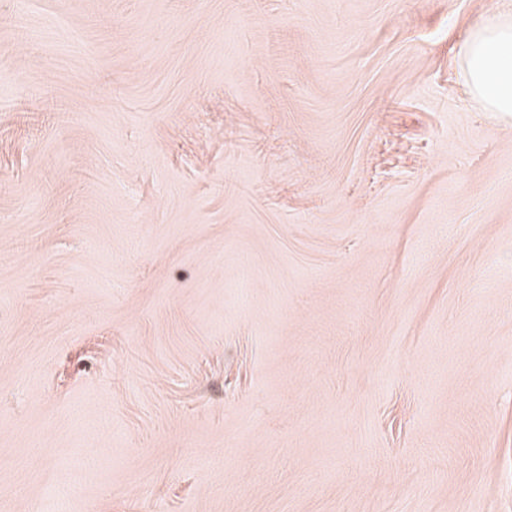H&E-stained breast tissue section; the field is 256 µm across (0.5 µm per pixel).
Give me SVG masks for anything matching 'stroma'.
Returning <instances> with one entry per match:
<instances>
[{"label": "stroma", "mask_w": 512, "mask_h": 512, "mask_svg": "<svg viewBox=\"0 0 512 512\" xmlns=\"http://www.w3.org/2000/svg\"><path fill=\"white\" fill-rule=\"evenodd\" d=\"M500 0H0V512H512ZM462 64L474 97L489 112H512V9H496L464 44Z\"/></svg>", "instance_id": "stroma-1"}]
</instances>
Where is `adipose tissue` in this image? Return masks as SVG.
<instances>
[{
	"label": "adipose tissue",
	"mask_w": 512,
	"mask_h": 512,
	"mask_svg": "<svg viewBox=\"0 0 512 512\" xmlns=\"http://www.w3.org/2000/svg\"><path fill=\"white\" fill-rule=\"evenodd\" d=\"M462 64L474 97L491 112H512V9L489 13L471 31Z\"/></svg>",
	"instance_id": "adipose-tissue-1"
}]
</instances>
